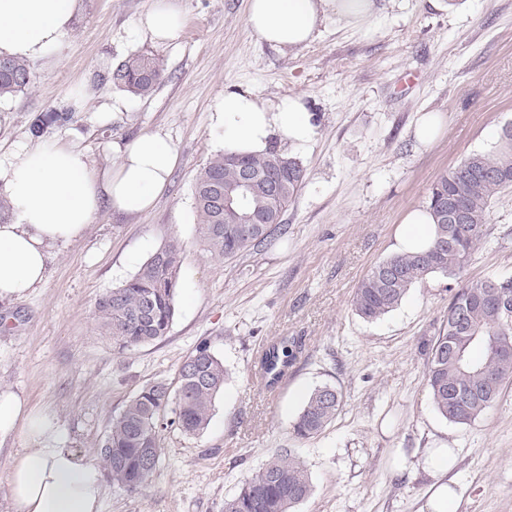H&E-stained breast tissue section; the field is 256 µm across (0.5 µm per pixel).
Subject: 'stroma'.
<instances>
[{
    "label": "stroma",
    "instance_id": "35a3bbf8",
    "mask_svg": "<svg viewBox=\"0 0 512 512\" xmlns=\"http://www.w3.org/2000/svg\"><path fill=\"white\" fill-rule=\"evenodd\" d=\"M376 3L369 31L329 19L310 43L280 51L248 28L247 0H179L185 25L171 43L139 30L151 0H82L60 54L30 63V87L0 100L1 158L41 136L78 144L96 170L112 165L110 142L144 131L178 148L151 210L101 212L83 238L59 248L44 285L0 303V388L53 418L66 446L92 465L112 416L142 385L175 382L200 340L230 372L208 429L163 432L146 488L131 494L104 481L100 512H223L277 448L292 449L311 475L313 493L296 512H428L435 478L426 459L444 444L458 451L448 474L458 512H512V382L469 426L449 423L429 398L428 351L448 313L447 279L416 283L376 322L351 310L357 284L396 254L405 215L423 207L435 179L466 154L492 149L512 122V0H457L447 10L432 0ZM135 52L165 64L141 98L109 77ZM239 89L301 98L316 135L304 146L272 139L306 173L284 234L224 258L196 240L192 183L222 152L215 114L225 92ZM431 111L443 123L424 143L415 129ZM48 112L63 122L34 136L32 123ZM174 239L183 256L169 333L114 351L96 328L98 298ZM509 276L512 192L496 201L462 280ZM284 338L294 358L266 382L261 358ZM326 383L343 394L335 421L295 438L305 398ZM31 447L20 431L0 440V512H16L11 461Z\"/></svg>",
    "mask_w": 512,
    "mask_h": 512
}]
</instances>
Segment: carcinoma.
<instances>
[{"label":"carcinoma","mask_w":512,"mask_h":512,"mask_svg":"<svg viewBox=\"0 0 512 512\" xmlns=\"http://www.w3.org/2000/svg\"><path fill=\"white\" fill-rule=\"evenodd\" d=\"M163 73L160 59L133 54L112 71L111 79L128 93L145 97ZM30 83L26 61L0 58V99L24 91ZM241 162L263 177L288 167L278 198L260 189L251 200L252 208L269 215L268 224H241L213 202L212 186H235ZM304 180L300 161L275 147L261 155L230 151L214 155L193 186L200 244L211 255L226 258L271 240L282 233V215ZM509 189L512 123L503 127L493 149L471 152L436 179L427 200L435 221L429 246L376 263L351 299L355 314L374 322L395 310L416 283L434 275L448 279V316L430 348L426 385L435 410L457 425L479 419L512 379V316H504L495 305L475 302L485 281H460L475 249L488 235L494 201ZM180 267L181 246L170 241L154 251L131 278L99 298L94 312L97 328L112 339L118 352L132 351L168 334L176 312ZM451 347L463 352V362L448 356ZM291 357L284 339L268 348L261 368L276 377ZM227 377L223 361L202 340L179 366L176 387L154 381L139 388L112 417L100 446L102 468L112 484L140 492L161 459L162 432L174 427L190 437L203 433ZM342 403L336 387L314 388L292 424L293 433L301 439L319 434L336 419ZM312 492L307 468L291 450L280 448L244 479L234 496L224 500V512H295Z\"/></svg>","instance_id":"obj_1"}]
</instances>
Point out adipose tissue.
<instances>
[{
    "instance_id": "1",
    "label": "adipose tissue",
    "mask_w": 512,
    "mask_h": 512,
    "mask_svg": "<svg viewBox=\"0 0 512 512\" xmlns=\"http://www.w3.org/2000/svg\"><path fill=\"white\" fill-rule=\"evenodd\" d=\"M81 7V0H0V56L26 61L58 54ZM374 0H248L247 24L256 37L282 50L316 35L322 20L357 28L371 18ZM184 15L175 0H153L140 29L155 41L180 36ZM217 126L225 149L265 152L272 136L304 145L316 127L298 97L270 102L250 90L228 91ZM114 163L92 170L87 153L73 143L46 139L0 160V195L11 218L0 223V302L25 299L42 286L56 249L80 239L102 208L129 216L153 207L178 160L175 144L158 131L110 145ZM22 430L34 449L16 457L9 475L19 512H99L102 474L61 446L59 432L44 414L10 391H0V438ZM455 451L441 448L430 458L437 481L432 512H456L457 493L445 480Z\"/></svg>"
}]
</instances>
